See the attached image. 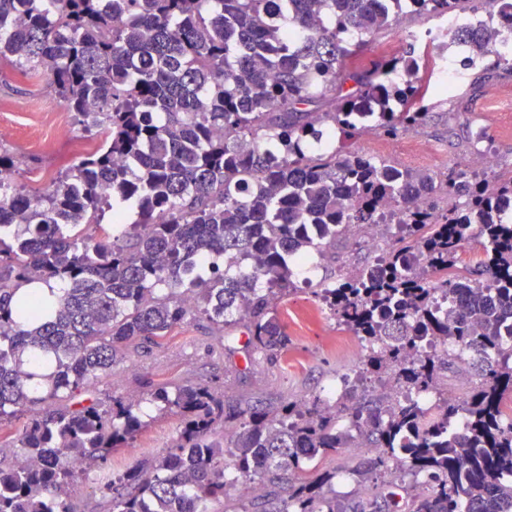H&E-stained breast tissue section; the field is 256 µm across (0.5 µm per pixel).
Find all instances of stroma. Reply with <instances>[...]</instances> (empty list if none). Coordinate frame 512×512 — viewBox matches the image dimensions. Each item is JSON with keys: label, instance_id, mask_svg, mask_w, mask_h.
Wrapping results in <instances>:
<instances>
[{"label": "stroma", "instance_id": "obj_1", "mask_svg": "<svg viewBox=\"0 0 512 512\" xmlns=\"http://www.w3.org/2000/svg\"><path fill=\"white\" fill-rule=\"evenodd\" d=\"M438 23L435 17L423 20L405 15L351 63L359 69H373L410 44L417 53H425V42L414 41L413 36L419 30L436 28ZM424 78L428 97L436 104L425 122L394 135L366 128L343 137L345 149L438 175L490 152L497 159L498 170H511L512 73L503 70L494 80L476 85L467 70L461 69L454 80L446 82L433 65ZM51 108L59 110L58 118H46L45 112ZM81 136L98 142L104 133L97 128L84 131L56 98L48 77H23L11 67L0 68V152L16 157L17 185L23 192L41 191L55 181L62 164L77 163L79 156L73 153L71 142ZM312 274L308 267L299 270L301 285L277 305L291 339L288 354L278 362L246 349L244 323L221 330L203 318L173 328L162 346L125 349L111 373L98 379L91 396L98 401L112 396L140 399L146 426L129 447L98 460L74 486L72 495L81 512H108L109 505L98 490L99 477L138 467L147 457L170 448L180 420L175 415L159 416L151 399L157 384H206L223 391L227 405L257 401L275 407L289 396L320 394L335 383L337 372L357 367L359 348L337 349L338 327L330 315L312 322L305 317L314 305L304 283Z\"/></svg>", "mask_w": 512, "mask_h": 512}]
</instances>
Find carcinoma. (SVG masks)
Here are the masks:
<instances>
[{
	"instance_id": "cac0c4a2",
	"label": "carcinoma",
	"mask_w": 512,
	"mask_h": 512,
	"mask_svg": "<svg viewBox=\"0 0 512 512\" xmlns=\"http://www.w3.org/2000/svg\"><path fill=\"white\" fill-rule=\"evenodd\" d=\"M378 3L0 0V66L43 70L85 127L108 131L42 192L0 184V430L27 417L22 461L0 470V512H78L79 465L134 441L137 401L59 405L127 346L159 345L200 316L223 327L235 311L253 350L287 352L273 301L316 254L336 269L310 294L358 337L357 380L385 375L394 391L273 409L227 407L205 385L160 387L154 400L181 428L166 454L104 480L110 512H211L227 487L275 486L283 472L273 512H512V346L500 342L512 320V170L437 180L335 144L371 121L387 133L425 121L415 45L377 71L348 61L397 15H468L469 0ZM453 41L474 82L495 77L482 31L460 27ZM107 212L119 232L101 224ZM387 220L397 235L381 259L336 265L348 226ZM475 236L483 259L461 269ZM34 282L59 287L46 321L40 295L15 298ZM445 299L460 305L442 312ZM450 375L465 387L455 400L441 393ZM411 393L439 398L424 411ZM353 441L376 454L346 473L380 484L340 500L336 471L317 461Z\"/></svg>"
}]
</instances>
